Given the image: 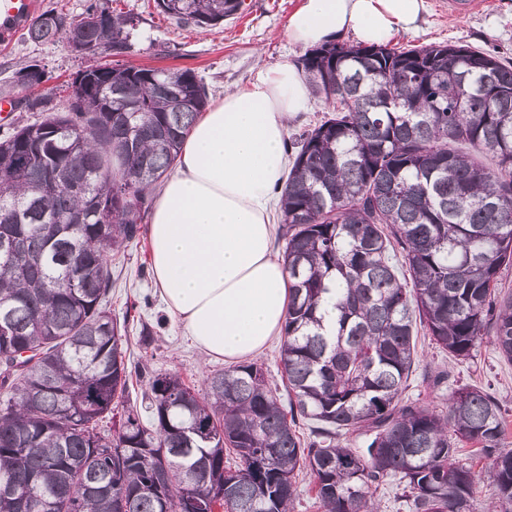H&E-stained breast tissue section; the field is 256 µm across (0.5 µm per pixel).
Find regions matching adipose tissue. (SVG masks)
<instances>
[{"instance_id": "obj_1", "label": "adipose tissue", "mask_w": 512, "mask_h": 512, "mask_svg": "<svg viewBox=\"0 0 512 512\" xmlns=\"http://www.w3.org/2000/svg\"><path fill=\"white\" fill-rule=\"evenodd\" d=\"M424 8L425 0H301L286 36L305 48L348 33L380 44ZM309 94L306 76L289 63L225 93L194 124L176 171L157 189L149 226L155 282L208 356L256 357L284 326L289 278L270 209L288 165V126Z\"/></svg>"}]
</instances>
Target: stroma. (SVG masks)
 <instances>
[{
    "mask_svg": "<svg viewBox=\"0 0 512 512\" xmlns=\"http://www.w3.org/2000/svg\"><path fill=\"white\" fill-rule=\"evenodd\" d=\"M102 2L126 14L132 26L130 49L121 57L107 56V63L193 69L204 79L213 100L225 91L251 84L260 68L286 62L297 65L305 54L304 48L289 42L285 32L288 17L300 0H244L240 11L208 27L177 22L160 12L154 0ZM426 6L413 29L394 33L391 43L495 47L512 60V0H483L477 9L454 14L443 7L442 0H426ZM30 64L51 72L43 90L63 105L72 93L76 73L84 70L89 60L60 41L35 43L23 34L0 40V99L13 103L9 117L0 121V139L36 119L35 113L23 107L28 89L16 81L17 71ZM110 263L114 285L107 309L113 318L127 321L131 358L144 365L146 372L145 378L130 386L125 395L128 403L140 404L148 375L177 372L197 388L211 373L224 368V360L205 357L185 336L182 325L168 316L155 285L147 235L129 243ZM144 322L153 326L157 338L150 351L136 342ZM416 351L404 399L443 408L458 387L480 388L500 402L507 425L506 442L512 448V363L499 355L492 337H484L465 360L449 358L424 335L417 337Z\"/></svg>",
    "mask_w": 512,
    "mask_h": 512,
    "instance_id": "35a3bbf8",
    "label": "stroma"
}]
</instances>
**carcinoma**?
<instances>
[{
    "mask_svg": "<svg viewBox=\"0 0 512 512\" xmlns=\"http://www.w3.org/2000/svg\"><path fill=\"white\" fill-rule=\"evenodd\" d=\"M156 4L214 26L241 0ZM99 11V0L78 21L46 10L28 38L67 42L76 23L87 41L125 53L130 19L89 21ZM302 67L332 112L293 140L280 198L287 402L255 363L197 391L156 374L149 427L132 409L103 427L132 380L126 327L104 304L108 253L139 238L151 187L175 168L208 88L189 68L96 63L77 73L67 106L25 100L42 120L0 140V211L29 213L0 223V240L19 250H0V488L12 489L0 512H20L25 496L41 512H207L214 497L223 512H292L302 471L322 512H378L372 487L387 477L403 482L408 512H473L478 473L458 457L467 444L488 460L501 512H512L499 402L468 386L439 410L401 399L419 326L455 359L490 334L512 363V293L499 290L512 264V62L468 45L331 43ZM59 166L70 191L48 185ZM62 213L82 223H46ZM301 419L316 423L306 440ZM342 431L369 437L366 448L342 446Z\"/></svg>",
    "mask_w": 512,
    "mask_h": 512,
    "instance_id": "carcinoma-1",
    "label": "carcinoma"
}]
</instances>
